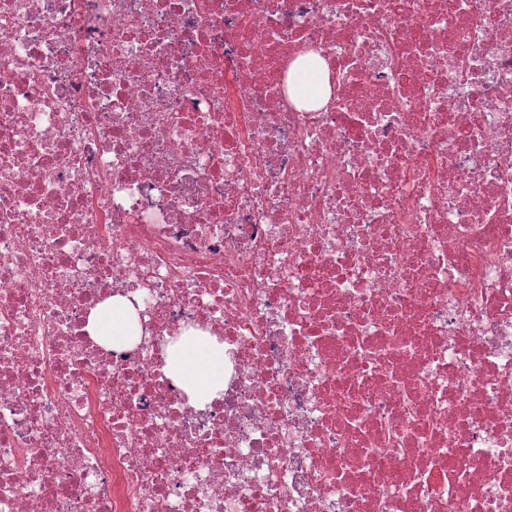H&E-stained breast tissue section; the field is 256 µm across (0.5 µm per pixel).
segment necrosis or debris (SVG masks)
<instances>
[{
	"label": "necrosis or debris",
	"mask_w": 512,
	"mask_h": 512,
	"mask_svg": "<svg viewBox=\"0 0 512 512\" xmlns=\"http://www.w3.org/2000/svg\"><path fill=\"white\" fill-rule=\"evenodd\" d=\"M0 512H512V0H0ZM87 330L101 344L120 348L133 344L139 338L135 309L122 297H113L89 317ZM136 331L135 335H131ZM166 369L187 391L190 402L203 406L224 390V344L190 332L171 344Z\"/></svg>",
	"instance_id": "necrosis-or-debris-1"
}]
</instances>
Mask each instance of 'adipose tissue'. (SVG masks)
Segmentation results:
<instances>
[{
  "label": "adipose tissue",
  "mask_w": 512,
  "mask_h": 512,
  "mask_svg": "<svg viewBox=\"0 0 512 512\" xmlns=\"http://www.w3.org/2000/svg\"><path fill=\"white\" fill-rule=\"evenodd\" d=\"M87 329L101 344L115 348L132 344L135 309L127 299L114 297L93 311ZM166 369L180 381L191 403L204 405L224 388V345L214 337L190 332L169 346Z\"/></svg>",
  "instance_id": "adipose-tissue-1"
}]
</instances>
